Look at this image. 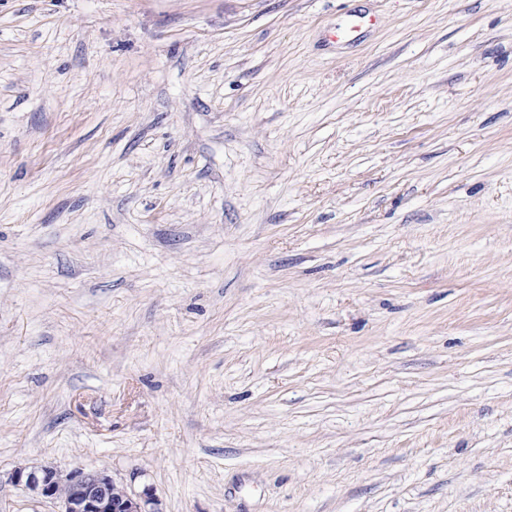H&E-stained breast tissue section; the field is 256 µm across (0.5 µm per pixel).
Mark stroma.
I'll list each match as a JSON object with an SVG mask.
<instances>
[{
	"label": "stroma",
	"instance_id": "1",
	"mask_svg": "<svg viewBox=\"0 0 512 512\" xmlns=\"http://www.w3.org/2000/svg\"><path fill=\"white\" fill-rule=\"evenodd\" d=\"M33 464L161 512H512V0H0Z\"/></svg>",
	"mask_w": 512,
	"mask_h": 512
}]
</instances>
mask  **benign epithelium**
I'll return each mask as SVG.
<instances>
[{
    "instance_id": "1",
    "label": "benign epithelium",
    "mask_w": 512,
    "mask_h": 512,
    "mask_svg": "<svg viewBox=\"0 0 512 512\" xmlns=\"http://www.w3.org/2000/svg\"><path fill=\"white\" fill-rule=\"evenodd\" d=\"M7 482L59 504V512H159L151 490L117 493V483L106 473L34 464L11 472Z\"/></svg>"
}]
</instances>
